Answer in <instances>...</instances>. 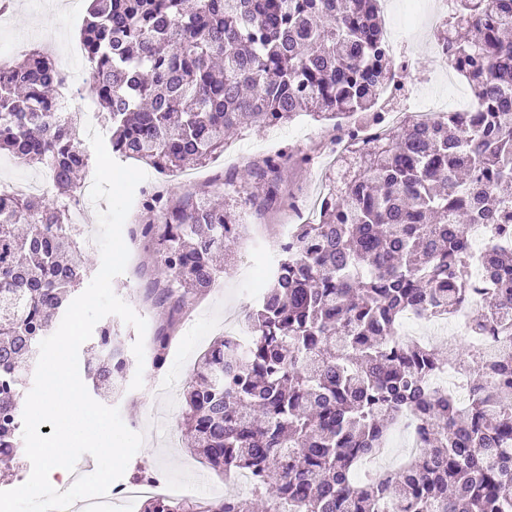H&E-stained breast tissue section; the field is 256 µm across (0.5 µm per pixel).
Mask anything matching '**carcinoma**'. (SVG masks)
Listing matches in <instances>:
<instances>
[{
	"label": "carcinoma",
	"mask_w": 512,
	"mask_h": 512,
	"mask_svg": "<svg viewBox=\"0 0 512 512\" xmlns=\"http://www.w3.org/2000/svg\"><path fill=\"white\" fill-rule=\"evenodd\" d=\"M379 0H90L81 45L112 153L175 171L224 152L241 120L271 126L302 114L344 121L376 108L393 82ZM436 35L448 68L480 102L477 124L453 112L413 119L377 138L356 136L318 217L299 224L267 288L246 309L252 335L222 336L187 382L182 426L190 451L223 474L248 472V496L206 506L150 496L141 512H512V0H446ZM53 57L35 50L0 72V151L43 165L53 194L0 189V457L21 453V402L40 342L64 316L87 273L71 228L78 173L89 164L62 118ZM308 153L281 151L224 175L211 189L265 212L279 181ZM135 225L156 245V302L179 307L224 274L214 255L239 225L189 190L158 191ZM483 224L482 312L470 336L501 337L482 353L447 358L398 340L401 321L454 315L469 301L473 258L464 231ZM169 336L154 337L152 364ZM84 365L97 393L126 371L125 349L100 330ZM466 402L432 393L448 369ZM427 428L421 456L388 474L371 466L406 415Z\"/></svg>",
	"instance_id": "obj_1"
}]
</instances>
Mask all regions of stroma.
<instances>
[{"instance_id": "35a3bbf8", "label": "stroma", "mask_w": 512, "mask_h": 512, "mask_svg": "<svg viewBox=\"0 0 512 512\" xmlns=\"http://www.w3.org/2000/svg\"><path fill=\"white\" fill-rule=\"evenodd\" d=\"M437 0H425V9L413 25H406L407 0H380L379 8L385 27L394 38V62L408 61L407 70L395 73L396 81L404 84L406 95L398 99L397 108L414 105L416 97H428L439 102L460 98L469 89L465 79L456 73H443L433 67L437 46L434 39ZM88 0H13L10 14L0 15V56L9 63H16L23 52L16 41L28 40L30 48H37L41 37L55 39L51 49L59 67L72 72L82 80L91 74L84 57L69 50L70 43L79 41L87 17ZM336 134L330 121H314L300 117L274 127L255 125L241 129L231 136L223 153L213 156L205 165L196 167L198 187H206L214 177L229 170L241 171L252 161L261 159L281 149L310 153L309 166H288L281 174L280 191L286 203L285 210L257 222L248 206L233 200L232 208L240 210L242 231L240 238L230 244L224 254V287L219 292L190 299L186 306L174 309L157 305L153 298L138 294L136 284L148 278L154 256L143 245L129 251L124 272L112 281L114 293L125 301L147 323V335H154L160 325H172L174 339L168 349L162 368L145 363L143 386L131 389L133 373H126L121 381L120 396L108 399V406L118 408L125 425L142 434L143 444L131 458L123 475L125 481L136 482L151 475L160 476L173 485L198 481L221 482V475L200 464L186 449L185 439H178L176 446H169L163 418L180 421L184 404L183 385L192 373L201 350L209 348L221 335L220 327L228 318L238 316L249 301L253 284L251 272L259 259L275 261L278 255L277 234L279 225L289 223L288 206L305 205L312 197L325 191L328 178L342 177L343 167L333 162L328 150ZM147 178L135 189L127 224H142L149 216L142 208L144 196L161 189L172 197L187 192L181 173H159L147 169ZM177 380L178 385L170 396H160L154 389L158 377Z\"/></svg>"}]
</instances>
